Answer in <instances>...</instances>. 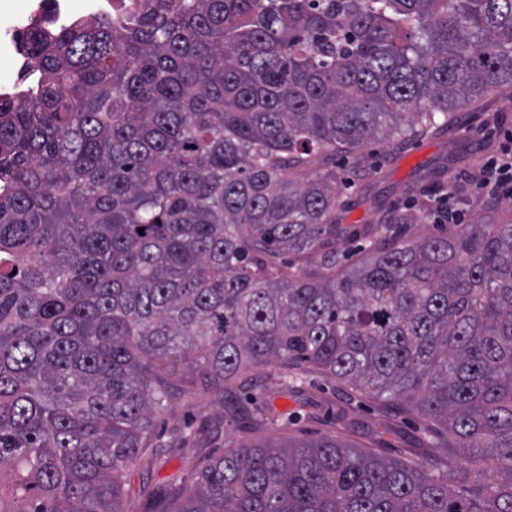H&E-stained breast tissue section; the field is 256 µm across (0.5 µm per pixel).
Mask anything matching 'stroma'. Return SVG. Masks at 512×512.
<instances>
[{
	"label": "stroma",
	"mask_w": 512,
	"mask_h": 512,
	"mask_svg": "<svg viewBox=\"0 0 512 512\" xmlns=\"http://www.w3.org/2000/svg\"><path fill=\"white\" fill-rule=\"evenodd\" d=\"M510 131L512 92H494L466 108L442 135L409 142L394 150L381 143L368 145L359 158L348 160L343 166L342 224L373 223L376 207L402 202L405 187L443 161L454 169L457 184L468 191L467 198L450 199L462 212L465 223H473L483 209L512 211L511 199L492 200L480 195L473 181L477 170ZM231 399L245 407L254 402L269 403L279 416L278 426L245 427L202 396L178 400L157 424L162 436L214 423L220 424L224 436L189 453L170 456L152 468L130 471L125 493L133 512H141L148 495L164 488L172 478L190 479L201 472L218 456L228 438L265 444L333 435L363 450L415 464L419 458L412 450L414 438L428 425L427 420L407 408L382 407L366 395L313 370L306 375L303 393L287 394L282 390L278 367L258 368L232 386Z\"/></svg>",
	"instance_id": "1"
}]
</instances>
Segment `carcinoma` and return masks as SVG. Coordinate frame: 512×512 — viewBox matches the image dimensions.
<instances>
[{"label":"carcinoma","mask_w":512,"mask_h":512,"mask_svg":"<svg viewBox=\"0 0 512 512\" xmlns=\"http://www.w3.org/2000/svg\"><path fill=\"white\" fill-rule=\"evenodd\" d=\"M0 96V512H132L128 473L219 428L181 396L307 365L442 426L387 459L224 439L143 512H512V220L415 240L448 164L340 224L337 157L512 88V0H135L22 34ZM317 172L311 178V172ZM362 244L344 265L339 242Z\"/></svg>","instance_id":"obj_1"}]
</instances>
